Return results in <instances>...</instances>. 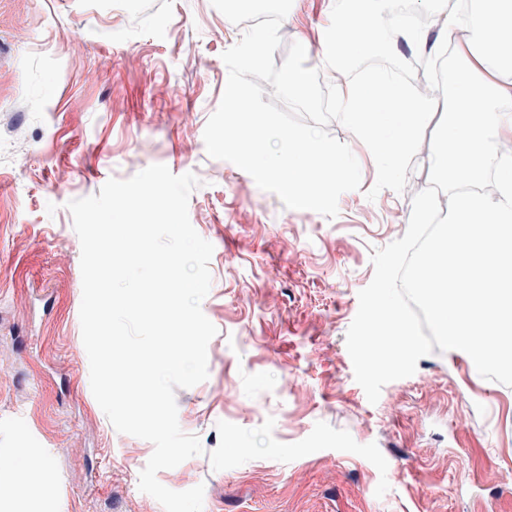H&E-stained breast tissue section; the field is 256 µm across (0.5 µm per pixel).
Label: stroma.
Wrapping results in <instances>:
<instances>
[{"label":"stroma","mask_w":512,"mask_h":512,"mask_svg":"<svg viewBox=\"0 0 512 512\" xmlns=\"http://www.w3.org/2000/svg\"><path fill=\"white\" fill-rule=\"evenodd\" d=\"M334 0H293L275 51L319 53ZM245 25L211 0H0V485L18 449L49 463V494L0 512H164L138 488L149 441L119 433L90 386L81 246L69 201L152 164L201 182L188 215L213 246L201 303L218 333L208 377L176 391L203 452L158 472L203 485V512H512V387L463 351L420 358L370 403L345 336L374 250L403 237L429 182L432 116L407 190L368 200L376 165L339 122L361 169L335 218L285 208L203 133Z\"/></svg>","instance_id":"obj_1"}]
</instances>
